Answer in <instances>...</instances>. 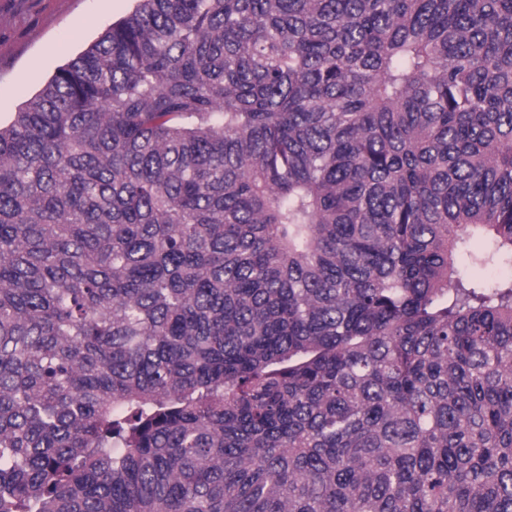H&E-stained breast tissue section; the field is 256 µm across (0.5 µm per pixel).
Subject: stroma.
Returning <instances> with one entry per match:
<instances>
[{
  "instance_id": "obj_1",
  "label": "stroma",
  "mask_w": 512,
  "mask_h": 512,
  "mask_svg": "<svg viewBox=\"0 0 512 512\" xmlns=\"http://www.w3.org/2000/svg\"><path fill=\"white\" fill-rule=\"evenodd\" d=\"M136 0H0V122L57 69L127 16Z\"/></svg>"
}]
</instances>
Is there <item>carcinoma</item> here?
<instances>
[{"label": "carcinoma", "mask_w": 512, "mask_h": 512, "mask_svg": "<svg viewBox=\"0 0 512 512\" xmlns=\"http://www.w3.org/2000/svg\"><path fill=\"white\" fill-rule=\"evenodd\" d=\"M512 0H138L0 126V512H512ZM459 264L468 276L484 282L512 276V267L508 263H501L490 267H480L478 264L475 265L472 263L469 255H464L459 259Z\"/></svg>", "instance_id": "obj_1"}]
</instances>
